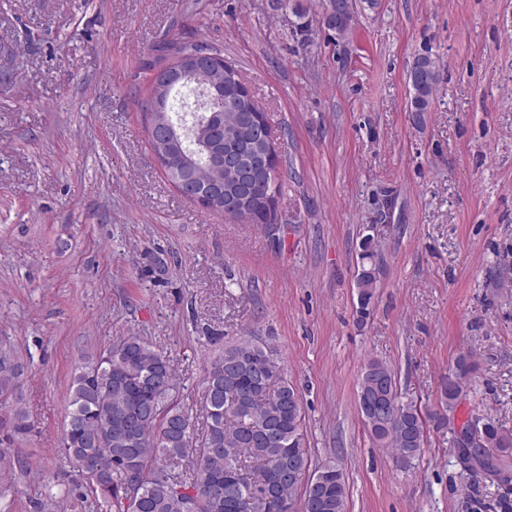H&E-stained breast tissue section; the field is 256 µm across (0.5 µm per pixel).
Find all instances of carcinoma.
I'll return each mask as SVG.
<instances>
[{"label": "carcinoma", "mask_w": 512, "mask_h": 512, "mask_svg": "<svg viewBox=\"0 0 512 512\" xmlns=\"http://www.w3.org/2000/svg\"><path fill=\"white\" fill-rule=\"evenodd\" d=\"M209 53L220 61V52L203 44L179 47ZM439 74L438 62L429 55L415 59L408 73L410 101L407 111L427 112ZM217 113L205 127L208 136L224 142V151L242 144L224 138L237 127L240 114L216 103ZM197 165L193 182L222 190L227 174L204 163L198 148L186 149ZM356 274L358 304L366 311L377 282L376 245L365 241ZM470 356L460 355L448 376L444 398L453 406L464 389ZM26 366L11 345L0 341V403H17L12 417L0 423L6 440L28 438L34 423L20 403ZM205 420L200 431L189 409L179 398V382L169 359L143 337L129 335L85 359L74 369L64 419L61 452L79 473L81 483L59 494L49 493L40 502L41 512H61V501L76 495L92 500L100 512H131L130 494L141 500L140 512H283L275 502L296 512L298 483L284 478L295 468L308 475L303 512H345L346 487L342 472L326 462L309 472V450L302 425L300 402L284 376V366L272 345L244 338L224 348L204 376ZM358 393L386 401L390 419L374 420L360 410L368 434L384 447L394 449L396 463L412 466L425 442L423 419L413 403L398 392L391 367L378 359L364 366ZM481 453L467 471L497 477L512 458V432L487 423L481 431ZM20 467L12 448L0 446V481L14 478ZM268 490L274 502L258 493Z\"/></svg>", "instance_id": "obj_1"}]
</instances>
